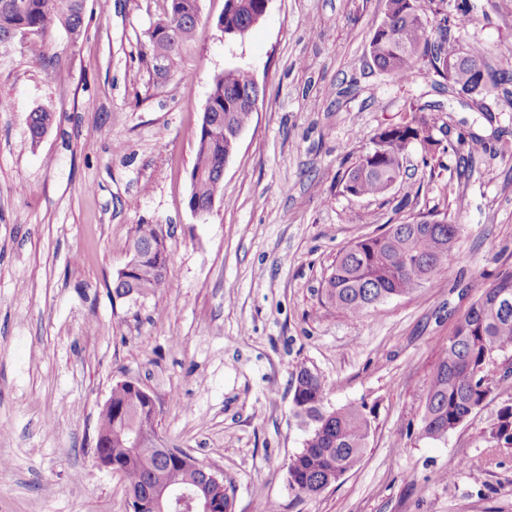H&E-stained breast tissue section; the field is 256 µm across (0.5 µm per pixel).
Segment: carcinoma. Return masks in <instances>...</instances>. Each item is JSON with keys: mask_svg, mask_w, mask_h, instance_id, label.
Wrapping results in <instances>:
<instances>
[{"mask_svg": "<svg viewBox=\"0 0 512 512\" xmlns=\"http://www.w3.org/2000/svg\"><path fill=\"white\" fill-rule=\"evenodd\" d=\"M265 0H224V35L242 37L260 19ZM197 0H170V10L151 32L154 69L163 76L174 55L196 36L199 26ZM85 0H0V36L21 31L47 33L63 25L77 40L84 31ZM445 25L432 29L424 21L419 0H385L384 16L370 38L368 53L375 67L397 80H405L425 61L434 73L460 92L484 74L483 93L506 82L492 76L486 53L477 43L468 45L466 60L449 66L440 54ZM255 81L240 68H229L214 80L209 97L210 112L224 113V131L230 137L248 125L252 116L250 97H258ZM53 123V114L33 110L26 117L31 144L36 146ZM431 123L425 116L411 123H389L374 139L380 150L365 152L351 167L356 197H379L388 192L402 174L403 158L416 131L425 133ZM205 131L198 129L197 155L191 173L214 174L224 163L229 140L219 138L204 144ZM158 224H139L128 244L136 257L129 271H119L112 292L119 299H145L164 287L168 250L159 241ZM459 227L447 219L417 224H393L380 236L365 238L345 247L337 256L327 281L326 296L336 311L357 319L385 300L407 295L419 287L417 272L434 276L446 269L455 248ZM512 347V269L503 270L458 319L432 371L426 394L422 431L437 438L456 429L478 409L491 393L484 375L492 356ZM319 377L301 368L293 385L296 416L309 426L303 448L288 460V486L299 495L316 496L325 491L328 477L354 469L367 449L370 423L364 408L347 405L328 409ZM157 418L149 401L126 381L112 388V411L99 417L98 433L112 435V462L119 465L128 487L138 488L158 473L171 487L202 494L204 476L177 464L173 457L155 448H130L132 431L145 436L156 432ZM490 438L503 448L512 447V406L502 408L489 428Z\"/></svg>", "mask_w": 512, "mask_h": 512, "instance_id": "carcinoma-1", "label": "carcinoma"}]
</instances>
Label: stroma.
<instances>
[{
  "label": "stroma",
  "mask_w": 512,
  "mask_h": 512,
  "mask_svg": "<svg viewBox=\"0 0 512 512\" xmlns=\"http://www.w3.org/2000/svg\"><path fill=\"white\" fill-rule=\"evenodd\" d=\"M461 41L512 72V0H469ZM169 0H87L85 28L0 46V512H129L120 475L93 464L99 414L122 380L157 407V432L223 476L232 512H512V449L488 428L512 405L498 352L483 407L422 435L431 373L456 320L512 268V81L457 98L427 63L397 81L368 54L384 0H270L243 38L199 0L195 39L166 75L149 32ZM238 67L259 99L211 211L189 174L213 79ZM425 107L436 150L413 143L388 193L343 177L378 129ZM54 114L38 145L26 117ZM485 148L471 153V138ZM446 217V271L350 319L326 297L339 251L391 224ZM139 224H167L164 288L112 295ZM325 405L364 406L361 463L316 497L289 490L307 428L300 367Z\"/></svg>",
  "instance_id": "35a3bbf8"
}]
</instances>
